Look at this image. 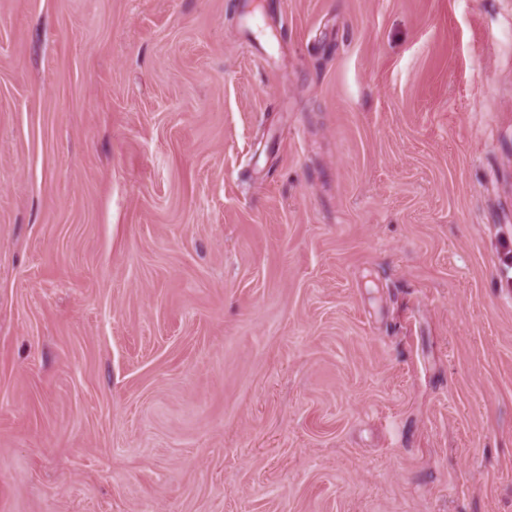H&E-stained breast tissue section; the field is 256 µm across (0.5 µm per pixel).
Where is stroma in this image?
<instances>
[{"label": "stroma", "mask_w": 512, "mask_h": 512, "mask_svg": "<svg viewBox=\"0 0 512 512\" xmlns=\"http://www.w3.org/2000/svg\"><path fill=\"white\" fill-rule=\"evenodd\" d=\"M0 0V512H512V0Z\"/></svg>", "instance_id": "35a3bbf8"}]
</instances>
